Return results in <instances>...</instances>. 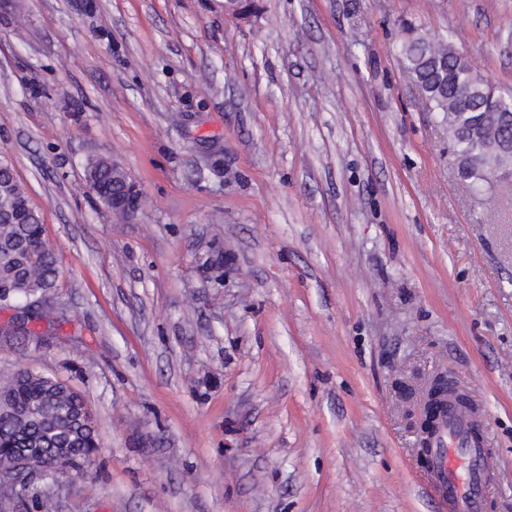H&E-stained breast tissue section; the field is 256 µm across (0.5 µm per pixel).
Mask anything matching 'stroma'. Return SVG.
Listing matches in <instances>:
<instances>
[{"mask_svg": "<svg viewBox=\"0 0 512 512\" xmlns=\"http://www.w3.org/2000/svg\"><path fill=\"white\" fill-rule=\"evenodd\" d=\"M256 3L0 11V160L62 309L0 373L63 381L99 436L15 512H437L417 417L440 374L482 401L512 512V177H458L402 62L444 37L512 95V0ZM98 157L132 219L90 190ZM86 179L90 182V189L99 197H103L106 190L98 183L102 182L109 185L112 189V200L103 198L106 206L112 211H118L126 216L133 217L143 207V201L135 185L127 180H112V162L106 163L101 160H93L87 164Z\"/></svg>", "mask_w": 512, "mask_h": 512, "instance_id": "stroma-1", "label": "stroma"}]
</instances>
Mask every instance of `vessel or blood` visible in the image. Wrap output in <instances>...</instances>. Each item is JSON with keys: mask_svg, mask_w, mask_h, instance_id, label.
<instances>
[{"mask_svg": "<svg viewBox=\"0 0 512 512\" xmlns=\"http://www.w3.org/2000/svg\"><path fill=\"white\" fill-rule=\"evenodd\" d=\"M479 424L477 406L451 404L428 439L421 484L448 512H486L494 493L498 467Z\"/></svg>", "mask_w": 512, "mask_h": 512, "instance_id": "obj_1", "label": "vessel or blood"}]
</instances>
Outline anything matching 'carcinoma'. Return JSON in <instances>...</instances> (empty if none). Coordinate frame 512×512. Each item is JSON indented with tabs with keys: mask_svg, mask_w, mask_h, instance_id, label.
Masks as SVG:
<instances>
[{
	"mask_svg": "<svg viewBox=\"0 0 512 512\" xmlns=\"http://www.w3.org/2000/svg\"><path fill=\"white\" fill-rule=\"evenodd\" d=\"M403 60L432 108L442 115L456 152L466 164L460 176L482 190L506 177L505 155L493 144L512 152V112H496L498 103L512 101L495 94L484 76L444 38L417 36L403 46ZM86 179L112 185V164L93 160ZM27 193L11 167L0 161V307L14 309L11 327L19 336H33L27 328L45 319L41 307L29 300L47 295L57 278L54 249L43 235L38 211L29 209L25 223L16 222V206ZM0 405L27 412L0 414V471L10 468L16 448H27L34 459L54 454V465L65 472L75 468L98 447L95 424L81 396L60 380L19 368L0 376ZM42 493L19 482L0 490V512L30 500L44 507Z\"/></svg>",
	"mask_w": 512,
	"mask_h": 512,
	"instance_id": "obj_1",
	"label": "carcinoma"
}]
</instances>
